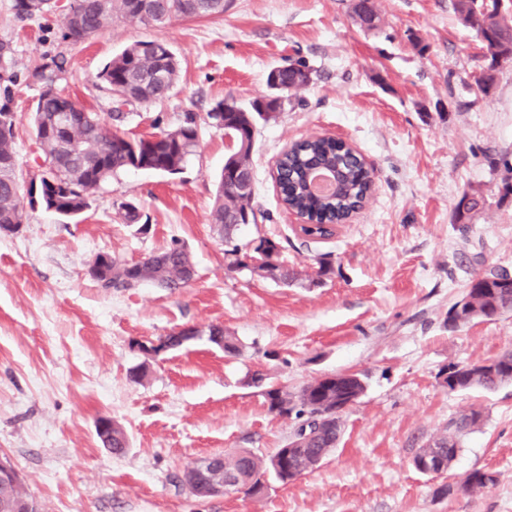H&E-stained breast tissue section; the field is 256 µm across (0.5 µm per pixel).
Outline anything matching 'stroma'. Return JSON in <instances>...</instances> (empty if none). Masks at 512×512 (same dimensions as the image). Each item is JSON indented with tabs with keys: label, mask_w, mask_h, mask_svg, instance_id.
I'll list each match as a JSON object with an SVG mask.
<instances>
[{
	"label": "stroma",
	"mask_w": 512,
	"mask_h": 512,
	"mask_svg": "<svg viewBox=\"0 0 512 512\" xmlns=\"http://www.w3.org/2000/svg\"><path fill=\"white\" fill-rule=\"evenodd\" d=\"M69 3L21 19L14 0H0V42L14 50L0 91L10 92L26 201L22 229L0 236V458L24 490L45 512H512V384L451 391L444 382L454 366L512 349V312L448 326L476 275L512 272V199L497 195L512 166V62L475 97L482 50L453 0H376L373 30L353 23L355 0H224L220 16L161 27L119 20L83 43L61 37ZM151 39L175 53L178 81L167 98L125 106L120 127L140 136L194 117L199 141L181 171L118 172L74 219L31 201L37 68L62 61L57 88L108 123L114 103L98 72ZM288 59L313 77L256 128L258 221L236 242L278 239L282 261L302 273L329 261L332 273L311 288L229 268L211 222L230 146L211 113L226 98L246 107L267 94L270 70ZM315 135L356 146L374 168V189L334 237L307 241L280 202L273 167L289 144ZM472 186L486 205L474 223H455ZM128 202L148 233L123 223ZM175 240L195 266L185 288L107 290L88 274L98 254L134 262ZM213 325L238 338L239 355L210 343ZM184 326L199 331L187 346L140 350ZM141 369L145 377L133 379ZM344 372L360 374L366 389L318 467L285 485L266 481L255 496L188 491L183 473L202 457L240 449L268 457L287 444L295 422L269 412L267 387L295 392ZM472 409L483 422L463 436L451 471L420 473L418 449ZM103 416L124 427V454L99 440ZM474 470L494 484L463 489ZM446 484L454 491L440 496Z\"/></svg>",
	"instance_id": "stroma-1"
}]
</instances>
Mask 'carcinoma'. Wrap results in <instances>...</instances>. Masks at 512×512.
<instances>
[{
  "label": "carcinoma",
  "mask_w": 512,
  "mask_h": 512,
  "mask_svg": "<svg viewBox=\"0 0 512 512\" xmlns=\"http://www.w3.org/2000/svg\"><path fill=\"white\" fill-rule=\"evenodd\" d=\"M496 0L477 3V0H455L460 22L475 31L482 54L483 81L476 83L475 94L486 96L495 83L500 61L512 59V16L495 11ZM56 7L54 0H15L14 9L21 18L42 16ZM73 16L62 21V38L74 42L91 39L121 18L138 21L146 26L160 27L169 19L202 18L224 14V0H74L70 5ZM352 19L360 28L378 27L379 15L374 0H358ZM45 65L36 71L44 83L33 115V129L40 157L56 168L52 182H43L45 193L42 204L61 215L78 214L89 206L90 199L101 186L118 172L134 168L143 170L178 171L198 144V129L191 117L178 127L159 133L156 140L130 137L100 122L93 115L67 130H57L53 118L60 112H83L85 108L55 88L57 72ZM306 66L282 65L277 68L279 96H266L252 101L244 108L234 100L220 102L213 117L221 119L224 131L232 136L236 169L219 177L212 223L219 226L224 243L230 246V267L246 270L264 280L309 288L317 285L333 268L320 262L316 276L300 274L280 260L281 242L260 237L245 248L234 243L240 226L257 221L254 200V172L252 151L258 121L277 118L281 98L288 91L305 86L302 78ZM178 77V62L171 47L160 40L137 41L114 55L103 67L98 79L108 88L118 104L153 102L166 98ZM314 168L334 170L339 174V187L331 196L312 193L306 184L307 174ZM279 194L282 204L300 213L312 228L303 230L311 239H325L331 234L323 226L342 224L355 210L363 207L372 193L370 171L365 168L342 142L330 138L306 139L294 145L279 165ZM485 204L479 188L465 191L455 208V223L470 224ZM126 224L138 225L146 233L149 225L140 223L137 206L120 205ZM23 217L19 183L16 176V142L11 112L0 106V225L11 224ZM194 263L186 246L174 242L159 253L150 255L141 268L112 260V277H101L97 282L104 289H128L140 285L143 279L164 288H181L189 282ZM462 311L451 307L448 326L458 328L475 319L492 320L512 311V275L506 270L491 269L476 276L460 299ZM196 335L173 331L162 337L166 349H177L193 341ZM209 341L234 355L240 346L236 337L224 328L209 329ZM448 389L494 390L512 384V350L490 360V365L472 363L455 366L445 378ZM365 384L356 374L338 379L317 378L299 391L272 388L264 396L268 410L281 417H294V435L303 438L298 448H280L264 460L251 452L213 454L208 456L206 468L194 477L206 484L216 479H231L236 485H246V494L259 493L271 477L286 485L310 471L336 449L341 436L340 418L318 422L311 418L314 407L334 409L336 403L364 393ZM480 411L472 409L452 419L444 429L415 454L414 466L424 460L448 471L457 457L463 433L476 428L482 421ZM110 452L120 455L128 447L124 429L115 424L112 439L101 440ZM495 482L492 474L474 470L463 483L468 491L481 490ZM27 500L32 512H41V505L22 491L19 483L0 482V512H18L17 505Z\"/></svg>",
  "instance_id": "cac0c4a2"
}]
</instances>
